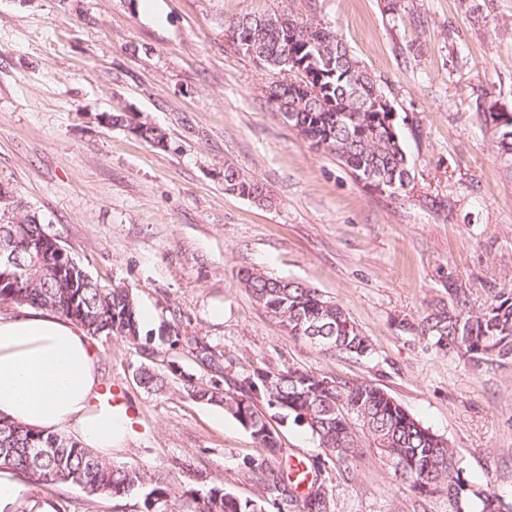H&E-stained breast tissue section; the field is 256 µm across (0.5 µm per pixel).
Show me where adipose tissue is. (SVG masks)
I'll list each match as a JSON object with an SVG mask.
<instances>
[{
    "mask_svg": "<svg viewBox=\"0 0 512 512\" xmlns=\"http://www.w3.org/2000/svg\"><path fill=\"white\" fill-rule=\"evenodd\" d=\"M99 359L86 332L46 310L0 313V417L53 431L68 426L111 454L130 422L98 391Z\"/></svg>",
    "mask_w": 512,
    "mask_h": 512,
    "instance_id": "obj_1",
    "label": "adipose tissue"
}]
</instances>
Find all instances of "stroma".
<instances>
[{"label":"stroma","instance_id":"35a3bbf8","mask_svg":"<svg viewBox=\"0 0 512 512\" xmlns=\"http://www.w3.org/2000/svg\"><path fill=\"white\" fill-rule=\"evenodd\" d=\"M334 26L393 106L415 163L404 192L373 190L272 112L267 73L224 18L258 10ZM161 127L165 146L108 124L114 110ZM512 113V0H0V180L12 184L88 273L154 314L137 343L94 338L102 386L119 385L131 432L115 463L222 480L266 512L247 461L266 456L222 409L145 391L139 367L205 371L158 334L172 312L220 354L226 376L302 367L379 384L448 440L463 476L512 498V362L476 371L413 326L456 285L473 308L512 288V158L494 114ZM263 183L269 206L226 194L225 164ZM243 269L306 282L369 336L355 359L289 336L242 288ZM332 512H448L378 456L327 465ZM51 512H112L78 488L26 487Z\"/></svg>","mask_w":512,"mask_h":512}]
</instances>
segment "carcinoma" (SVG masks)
<instances>
[{
  "label": "carcinoma",
  "instance_id": "cac0c4a2",
  "mask_svg": "<svg viewBox=\"0 0 512 512\" xmlns=\"http://www.w3.org/2000/svg\"><path fill=\"white\" fill-rule=\"evenodd\" d=\"M234 48L272 75L267 103L284 123L317 150L338 159L360 181L380 192L397 194L411 183V161L391 113L375 110L384 98L377 79L357 60L336 31L303 24L276 11H254L224 19ZM297 57L320 81L319 93L306 97L287 77L288 59ZM151 145H163L165 132L135 122L123 111L109 116ZM499 150L512 157V120L502 124ZM224 191L253 202L271 203L267 188L231 165L224 166ZM46 231L38 215L19 196L0 202V244L15 243L20 264L0 262V304L27 306L56 313L80 325L89 336H140V311L132 291L90 276L83 267L61 274L59 256L51 248L30 246ZM237 279L254 301L288 335L352 358L373 352L369 337L339 303L304 282L242 270ZM451 305L434 307L417 325L439 350L454 352L476 370L499 367L512 359V288L491 294L476 311L456 288L448 289ZM169 345L180 346L213 368L214 347L186 332L181 320L168 322ZM139 384L163 391L171 384L192 400L217 406L266 449L269 460L287 457L275 417L290 418L305 428L324 460L310 468L322 471L332 462L350 466L364 449L378 455L399 482L416 493L448 492L450 512H512V504L487 490H477L463 477L457 451L447 439L425 427L386 390L371 381H338L312 371L254 368L223 384L148 367L137 373ZM0 467L19 479L47 488L78 487L89 498H109L115 512H265L264 500L241 499L220 481L200 491L168 471L138 464H115L81 442L58 432H45L4 418L0 420ZM264 489L294 503L297 512H331V496L319 478L299 474L296 480L271 468L268 460L252 461Z\"/></svg>",
  "mask_w": 512,
  "mask_h": 512
}]
</instances>
